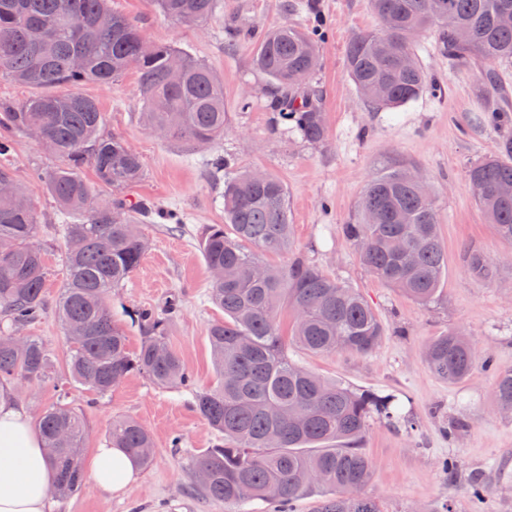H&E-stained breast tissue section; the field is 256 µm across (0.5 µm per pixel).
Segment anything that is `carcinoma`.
<instances>
[{
	"label": "carcinoma",
	"mask_w": 512,
	"mask_h": 512,
	"mask_svg": "<svg viewBox=\"0 0 512 512\" xmlns=\"http://www.w3.org/2000/svg\"><path fill=\"white\" fill-rule=\"evenodd\" d=\"M216 0H151L179 25L201 26ZM109 0H0V74L32 88L65 86L61 95L36 94L20 102H0V127L28 134L42 131L60 164L37 173L60 208L78 215L64 225L66 280L56 313L69 344L66 370L71 380L104 395L132 372H144L160 386L189 383L180 357L165 341L163 318L139 312L147 327L132 356L123 331L114 324L108 297L138 270L146 249L141 225L154 217L183 223L139 201L123 198L97 205L81 170L91 165L103 185L123 190L139 181L143 162L119 137L100 133L102 112L85 96L87 83L109 84L134 71L150 131L164 138L216 141L224 136V83L204 62L172 44L142 53L140 27L113 11ZM378 28L356 34L346 53L347 71L375 109L405 105L423 92L440 91L416 61L419 37L439 32L448 59L460 67L476 60L492 66L512 60V0H368ZM319 35L286 24L260 41L254 64L278 90L271 101L280 121L291 123L311 143L325 140L319 90L299 92L319 65ZM412 166L392 161L362 191L355 224L341 225L359 250L368 272L411 300L429 305L439 296L448 255L440 215L430 194L413 180ZM472 196L497 235L512 243V135L499 151L474 163L468 173ZM224 223L210 224L199 243L213 275L210 300L224 320L209 328L217 384L197 393L196 410L224 436L196 461L204 494L235 506L248 500L292 512L301 496L320 491L319 512H381L362 493L371 462L360 450L370 419L413 428L394 409L395 398L327 381L289 356L290 348L327 354H371L385 335L374 309L356 288L295 254L270 266L252 249L283 253L290 247L288 192L270 174L241 172L224 181ZM38 215L18 186L0 195V383H43L54 367L47 345L26 338L27 348L10 346L12 330L39 320L47 267L36 244ZM468 268L490 278L496 262L479 250ZM294 309L288 336L280 333L282 310ZM483 364L495 372L494 400L512 409V370H495L458 330L432 339L428 369L450 384L465 381ZM56 473L55 496L67 498L82 487L84 421L58 400L37 423ZM110 443L141 465L151 460L153 440L139 422H112Z\"/></svg>",
	"instance_id": "carcinoma-1"
}]
</instances>
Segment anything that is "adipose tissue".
<instances>
[{
  "label": "adipose tissue",
  "instance_id": "adipose-tissue-1",
  "mask_svg": "<svg viewBox=\"0 0 512 512\" xmlns=\"http://www.w3.org/2000/svg\"><path fill=\"white\" fill-rule=\"evenodd\" d=\"M87 477L100 490L122 494L137 481L139 464L124 449L107 444L97 449ZM54 480L27 412L0 391V512H46Z\"/></svg>",
  "mask_w": 512,
  "mask_h": 512
}]
</instances>
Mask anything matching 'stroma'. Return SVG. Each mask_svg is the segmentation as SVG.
I'll list each match as a JSON object with an SVG mask.
<instances>
[{"label": "stroma", "instance_id": "obj_1", "mask_svg": "<svg viewBox=\"0 0 512 512\" xmlns=\"http://www.w3.org/2000/svg\"><path fill=\"white\" fill-rule=\"evenodd\" d=\"M287 0H216L204 26L175 24L156 12L151 0H111V8L133 19L148 38L172 42L205 62L224 83L227 114L222 139L188 144L164 140L140 119L142 100L134 73L109 85L88 83L81 91L94 99L104 116L103 134L123 138L144 163L142 179L127 189L164 211L184 214L185 222L143 225L147 249L139 269L110 298L112 315L127 337L130 352L141 347L145 332L134 314L161 309L176 301L178 310L166 325V342L181 359L192 383L160 387L145 374L133 373L104 396L69 384L64 372L68 344L54 305L65 280V216L36 180L35 170L55 167L56 159L34 140L13 135L12 149L0 163L14 172L39 218L37 240L48 276L44 316L22 327L36 336L55 360L53 380L30 384L7 382L31 419L67 391L69 403L85 423L84 458L109 441L113 421L131 418L154 440L148 467L125 494L115 496L84 483L76 494L51 498L49 512H225L197 488L194 461L222 436L195 409V395L217 382L210 325L224 313L209 299L211 274L199 249L207 225L224 221V175L255 169L280 178L288 190L292 245L312 263L358 288L386 325L381 345L366 356L346 352L295 358L331 381L381 394H395L415 421L413 430L372 418L361 450L373 464L366 488L382 512H434L448 504L451 512H512V414L497 410L492 375L475 367L462 383L451 385L426 367L425 349L451 328L463 329L476 350L512 369V244L497 236L475 203L468 170L477 160L497 153L507 129L490 123L491 93L482 79L483 63L460 68L449 61L436 30L418 41L424 70L441 85L440 94L423 93L392 110L370 107L346 72V51L353 36L377 28L367 0H299L300 11L285 9ZM323 23L321 66L313 78L323 98L326 139L309 143L287 129L270 109L274 95L268 77L253 64L262 35L285 23L311 27ZM237 30L234 50H226L229 30ZM223 156L226 170L205 168L204 159ZM393 159L415 166L428 180L441 217L448 250V270L437 301L422 306L371 276L357 251L341 233L358 213L367 181ZM478 248L498 262L495 279L473 276L466 256ZM464 417L467 426L448 440L444 418ZM458 464L456 478L443 473L445 461ZM481 480L487 491L473 501L467 486Z\"/></svg>", "mask_w": 512, "mask_h": 512}]
</instances>
